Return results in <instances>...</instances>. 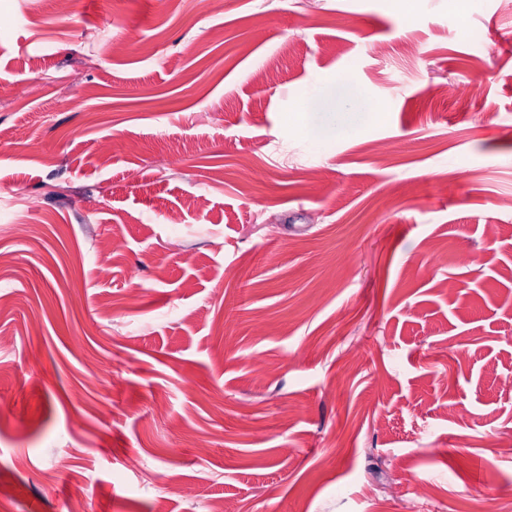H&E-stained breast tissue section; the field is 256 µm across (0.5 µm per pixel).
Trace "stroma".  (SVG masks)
Returning a JSON list of instances; mask_svg holds the SVG:
<instances>
[{"mask_svg":"<svg viewBox=\"0 0 512 512\" xmlns=\"http://www.w3.org/2000/svg\"><path fill=\"white\" fill-rule=\"evenodd\" d=\"M0 336L5 512H512V15L0 0ZM315 97L318 99L317 109H307L305 120L309 125H313V112H331L333 119L323 131L338 135L348 132L354 123V114L349 112H336L334 103L336 101V88H328L316 92Z\"/></svg>","mask_w":512,"mask_h":512,"instance_id":"stroma-1","label":"stroma"}]
</instances>
